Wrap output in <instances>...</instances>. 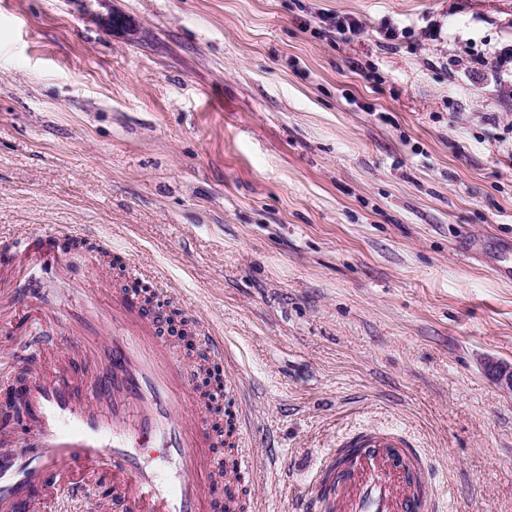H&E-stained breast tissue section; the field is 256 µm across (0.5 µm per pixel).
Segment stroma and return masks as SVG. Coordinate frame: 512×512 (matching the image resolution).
Here are the masks:
<instances>
[{"mask_svg":"<svg viewBox=\"0 0 512 512\" xmlns=\"http://www.w3.org/2000/svg\"><path fill=\"white\" fill-rule=\"evenodd\" d=\"M510 146L512 0H0V245L87 243L13 273L43 367H104L96 267L149 286L185 363L208 323L247 512H295L367 430L436 512H512ZM31 323L0 295V384Z\"/></svg>","mask_w":512,"mask_h":512,"instance_id":"obj_1","label":"stroma"}]
</instances>
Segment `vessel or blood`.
I'll use <instances>...</instances> for the list:
<instances>
[{"label":"vessel or blood","instance_id":"1","mask_svg":"<svg viewBox=\"0 0 512 512\" xmlns=\"http://www.w3.org/2000/svg\"><path fill=\"white\" fill-rule=\"evenodd\" d=\"M52 238H29L21 253L38 263L54 253ZM115 329L111 367L77 383L66 370L46 372L40 352L22 360L29 381L22 407L37 426L28 454L0 448V512H29L38 490H57L76 512H224L206 494L205 478L223 472V457L193 401L195 370L177 359L162 334L160 314L134 296L107 300ZM205 358L224 354L222 339L198 329ZM171 476L162 483L158 466ZM112 469V497L75 480L79 469ZM332 512H430V481L409 443L370 431L356 439L338 468L329 496Z\"/></svg>","mask_w":512,"mask_h":512}]
</instances>
